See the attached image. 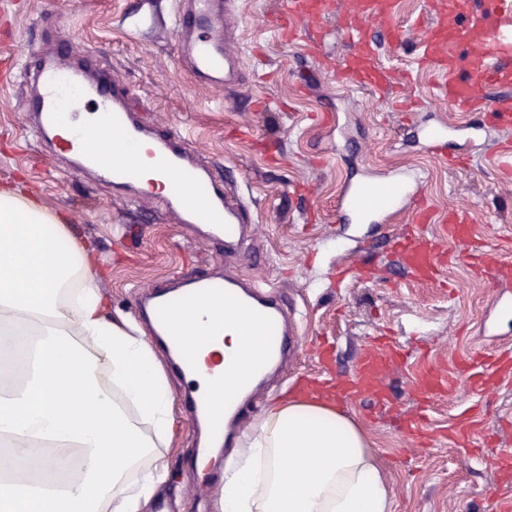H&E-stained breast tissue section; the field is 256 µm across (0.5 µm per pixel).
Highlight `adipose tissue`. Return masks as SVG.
I'll use <instances>...</instances> for the list:
<instances>
[{"label":"adipose tissue","mask_w":512,"mask_h":512,"mask_svg":"<svg viewBox=\"0 0 512 512\" xmlns=\"http://www.w3.org/2000/svg\"><path fill=\"white\" fill-rule=\"evenodd\" d=\"M77 217L0 185V512H148L168 468L153 453L174 424L154 342L113 317L102 258ZM205 298L175 315L186 345L219 334L223 354L258 356L249 328ZM77 460L68 481L31 476ZM223 512H392L364 430L324 395L280 400L253 423L224 473Z\"/></svg>","instance_id":"adipose-tissue-1"}]
</instances>
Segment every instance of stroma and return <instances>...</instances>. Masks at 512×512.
Masks as SVG:
<instances>
[{"mask_svg":"<svg viewBox=\"0 0 512 512\" xmlns=\"http://www.w3.org/2000/svg\"><path fill=\"white\" fill-rule=\"evenodd\" d=\"M277 2L240 0L234 49L247 82L232 99L224 88L199 85L185 71L174 31L175 0H0V185H15L50 210L79 215L73 233L104 258L100 286L113 313L136 312L178 275L227 273L273 285L297 320L300 346L247 397L246 427L274 401L293 395L298 374L319 373L320 341L333 345L334 371L341 375L351 374L361 348L385 331L406 348L429 350L451 369L474 343L470 328L485 316L488 285L474 275L469 250L449 245L453 259L445 281L423 285L404 275L384 240L388 228L404 229L409 216L399 215L389 226L337 225L346 181L364 184L414 168L436 213L471 208L477 244L512 261V180L481 164L450 170L403 143L397 96L429 122L440 117L476 125L484 119L480 112L451 111L431 74L413 65L423 0H401L392 19L402 39L384 45L379 59L400 82L385 95L360 87L351 75L337 81L311 54L309 34L321 27L327 32L322 53L335 64L345 62L352 49L339 16L353 0H339L337 16L298 21L303 36L297 40L277 31ZM131 11L162 22L163 32L134 33L127 26ZM35 45L63 47L67 62L77 67L106 62L155 123L191 133L201 161L222 166L252 212L235 252H226L223 240L208 237L204 227L177 224L158 206L113 197L96 177L47 159L21 106L30 92L22 63ZM255 100L264 103V112L252 111ZM325 110L329 123H317L316 114ZM245 124L255 128L253 141L233 137L234 128ZM300 184L308 188L301 199L294 193ZM356 254L370 276L337 284V265ZM416 373L412 363L386 373L388 401L380 415H372L365 401L348 402L342 410L378 448L393 488V512H485L490 495L512 492V480L486 464L494 449L482 436L471 439L478 450L471 456L451 434L456 416L474 401L467 379L459 377L454 395L435 399L428 419L432 445L422 448L403 429L418 407ZM166 375L177 427L162 451L169 475L159 495L168 499V512H221L218 486H204L192 464L198 431L180 401L185 382L174 369Z\"/></svg>","mask_w":512,"mask_h":512,"instance_id":"35a3bbf8","label":"stroma"}]
</instances>
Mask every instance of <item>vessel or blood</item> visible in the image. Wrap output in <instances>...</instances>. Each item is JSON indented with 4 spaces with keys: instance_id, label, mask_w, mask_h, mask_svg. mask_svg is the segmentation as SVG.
<instances>
[{
    "instance_id": "vessel-or-blood-1",
    "label": "vessel or blood",
    "mask_w": 512,
    "mask_h": 512,
    "mask_svg": "<svg viewBox=\"0 0 512 512\" xmlns=\"http://www.w3.org/2000/svg\"><path fill=\"white\" fill-rule=\"evenodd\" d=\"M238 0H179L174 28L181 40L180 58L195 79L202 84L232 87L243 79L241 63L229 46L232 19ZM395 0H356L354 12L342 18V31L355 52L346 72L358 82L378 91L390 87L389 74L378 61L377 37L371 21L391 15ZM334 0H284L276 15L280 26L298 18L334 13ZM426 23L418 28L420 65L433 69L449 105L459 112L482 110L481 93L489 88L499 94L489 115L491 127L512 131V0H478L474 10L457 11L453 0H425ZM25 79L34 91L22 104L31 112L39 140L52 152L75 158L79 173L102 174L113 191L125 196H139V180L125 170L102 169L97 157L85 149L89 133L98 127L112 129L124 146L141 149L159 176L169 183L162 199L177 210L182 223L208 225L212 236L225 245L238 242L249 222V213L234 192L218 181L211 169L197 162L190 149L189 137L171 128L152 125L135 115L128 102L124 82L111 70H100L93 81H86L82 70L60 65L57 53L33 47L23 65ZM67 112L69 125L60 129L59 112ZM447 122L438 121L417 127L415 134L423 149L432 157L458 170L472 161L466 145L451 144ZM486 166L512 175V142L503 141L498 149L484 155ZM418 179L393 178L366 188L345 186L339 198L344 223L388 222L405 210H413V224L390 237L392 249L400 256L403 268L421 282L437 281L447 265L448 243L470 245L477 236L472 212L455 208L441 217L438 232L428 233L424 224L431 221L429 210L417 193ZM472 266L482 279L491 281L489 307L497 316L512 315V301L504 298L502 285L512 283V263L484 252L473 256ZM205 296L221 297L236 311L247 316L263 348L261 358L245 370L230 366L224 370L223 392H202L191 400L195 420L203 422L213 440L229 437L224 417L236 414L242 395L283 355L295 349L296 327L287 326L275 292L240 279L207 275L190 279L187 287L154 298L148 320L152 333L169 336L168 324L179 304ZM178 369L195 374L199 364L220 365L217 354L201 356L199 351L178 348ZM408 354L394 339L376 337L358 357L352 375L326 378L322 385L334 390L340 401L355 399L382 402L380 373L405 364ZM472 391L480 397L495 391L512 378V349L492 347L468 352L463 361ZM457 378L437 363L423 360L417 373L416 388L420 406L406 422V430L427 446V410L435 398L454 393ZM482 410L472 405L453 427L456 439H471L481 424Z\"/></svg>"
}]
</instances>
